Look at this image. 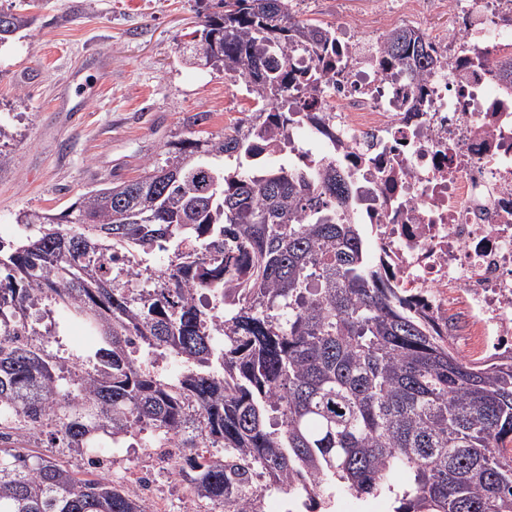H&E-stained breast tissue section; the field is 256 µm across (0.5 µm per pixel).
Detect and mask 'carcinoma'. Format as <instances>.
<instances>
[{
	"label": "carcinoma",
	"instance_id": "1",
	"mask_svg": "<svg viewBox=\"0 0 512 512\" xmlns=\"http://www.w3.org/2000/svg\"><path fill=\"white\" fill-rule=\"evenodd\" d=\"M2 16L0 47L34 20ZM299 44L335 68L332 29L297 18L291 0H217L187 60L243 81L255 110L167 142L142 176L62 216L20 213L27 231L0 241V512H146L128 486L30 448L85 455L101 434L142 432L182 449L174 470L211 512H264L269 493L317 512L341 492L389 496L393 512H512V349L467 359L367 261L342 169L252 171L257 139L321 108L316 95L279 107ZM430 48L395 27L380 62L423 75ZM476 60L512 75L511 56ZM170 248L165 267L134 262ZM48 301L92 329L86 360L72 354L78 375L29 324ZM398 471L410 475L400 488Z\"/></svg>",
	"mask_w": 512,
	"mask_h": 512
}]
</instances>
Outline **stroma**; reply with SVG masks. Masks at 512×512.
I'll use <instances>...</instances> for the list:
<instances>
[{"label": "stroma", "mask_w": 512, "mask_h": 512, "mask_svg": "<svg viewBox=\"0 0 512 512\" xmlns=\"http://www.w3.org/2000/svg\"><path fill=\"white\" fill-rule=\"evenodd\" d=\"M215 0H0L34 23L0 49V238L28 209L61 213L89 190L140 176L166 142L206 138L248 114L244 83L180 52ZM299 18L360 15L368 0H294ZM207 113L201 124L189 117Z\"/></svg>", "instance_id": "35a3bbf8"}]
</instances>
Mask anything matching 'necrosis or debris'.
Segmentation results:
<instances>
[{
	"label": "necrosis or debris",
	"instance_id": "4bbe7bcc",
	"mask_svg": "<svg viewBox=\"0 0 512 512\" xmlns=\"http://www.w3.org/2000/svg\"><path fill=\"white\" fill-rule=\"evenodd\" d=\"M376 0L374 24L401 13L454 17L422 79L383 69L336 21L343 55L322 96L324 117L289 122L296 169L327 142L354 172L358 223L371 225L385 269L439 323L459 299L474 346L512 344V83L472 64L473 51H512V0Z\"/></svg>",
	"mask_w": 512,
	"mask_h": 512
}]
</instances>
